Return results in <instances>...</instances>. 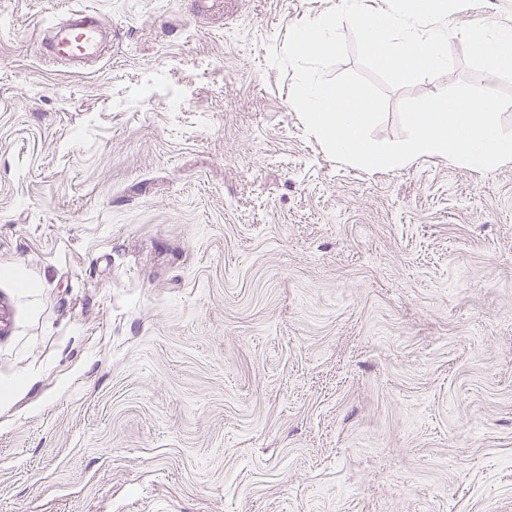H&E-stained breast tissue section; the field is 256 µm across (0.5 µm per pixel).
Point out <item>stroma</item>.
Segmentation results:
<instances>
[{
  "instance_id": "1",
  "label": "stroma",
  "mask_w": 512,
  "mask_h": 512,
  "mask_svg": "<svg viewBox=\"0 0 512 512\" xmlns=\"http://www.w3.org/2000/svg\"><path fill=\"white\" fill-rule=\"evenodd\" d=\"M338 3L0 0V512H512V163L334 161L268 52ZM72 22L65 28H56L53 33V44L50 58L68 57L69 61L91 57L97 45L98 16L79 9H69Z\"/></svg>"
}]
</instances>
